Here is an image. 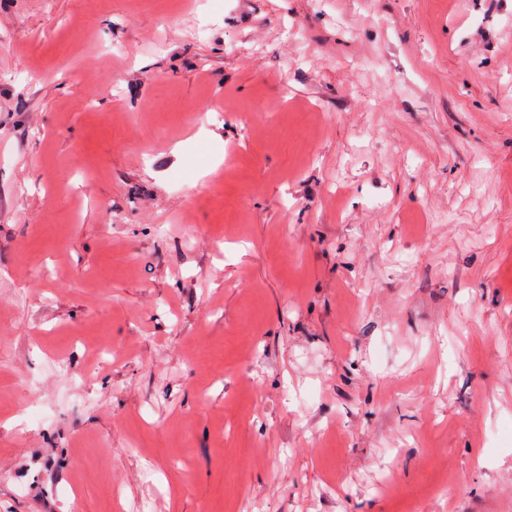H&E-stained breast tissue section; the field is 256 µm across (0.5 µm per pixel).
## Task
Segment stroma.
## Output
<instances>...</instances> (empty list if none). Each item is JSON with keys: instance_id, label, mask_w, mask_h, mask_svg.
Returning a JSON list of instances; mask_svg holds the SVG:
<instances>
[{"instance_id": "1", "label": "stroma", "mask_w": 512, "mask_h": 512, "mask_svg": "<svg viewBox=\"0 0 512 512\" xmlns=\"http://www.w3.org/2000/svg\"><path fill=\"white\" fill-rule=\"evenodd\" d=\"M0 512H512V0H0Z\"/></svg>"}]
</instances>
